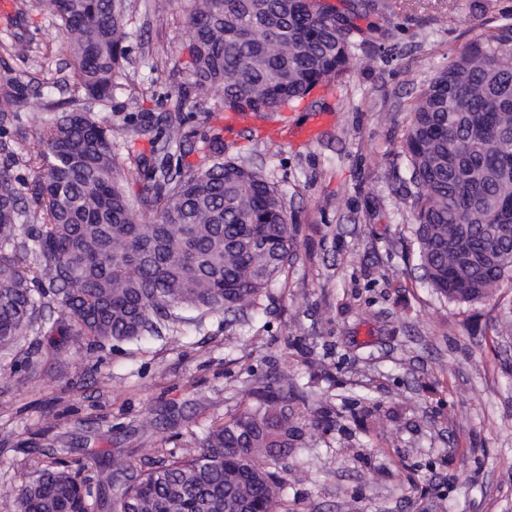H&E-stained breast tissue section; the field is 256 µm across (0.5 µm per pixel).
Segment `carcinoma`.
<instances>
[{
	"mask_svg": "<svg viewBox=\"0 0 512 512\" xmlns=\"http://www.w3.org/2000/svg\"><path fill=\"white\" fill-rule=\"evenodd\" d=\"M72 56L74 108L47 116L31 134V158L45 181L25 204L14 174L10 130L19 110L0 111V346L34 327L59 336L129 341L177 321L176 311L253 307L293 251L283 195L260 171L222 158L216 145L198 165L174 166L183 122L151 136L152 158L137 164L139 204L128 195L130 171L112 140L124 129L80 107L109 103L113 75L131 37L127 0H49ZM198 98L221 95L224 111L243 118L281 112L319 86L342 82L361 30L354 13L327 0H195L186 19ZM512 14L466 44L410 104L401 149L416 192L412 235L430 288L472 303L512 279ZM0 98L28 103L17 79L0 75ZM152 218H146V215ZM288 374L277 387L211 428L201 452L164 460L118 490L121 512H279L285 476L270 464L292 454L308 418L288 400ZM128 466L108 464L98 488ZM93 486L46 468L25 485L15 512H90Z\"/></svg>",
	"mask_w": 512,
	"mask_h": 512,
	"instance_id": "cac0c4a2",
	"label": "carcinoma"
}]
</instances>
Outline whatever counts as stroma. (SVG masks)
Returning <instances> with one entry per match:
<instances>
[{
    "instance_id": "obj_1",
    "label": "stroma",
    "mask_w": 512,
    "mask_h": 512,
    "mask_svg": "<svg viewBox=\"0 0 512 512\" xmlns=\"http://www.w3.org/2000/svg\"><path fill=\"white\" fill-rule=\"evenodd\" d=\"M10 2L0 70L67 102L56 17L35 0ZM469 4L385 0L358 21L365 43L345 85L271 118L228 128L215 95L184 108L174 162L198 164L209 140L262 171L285 194L294 255L254 308L186 310L136 342L69 336L55 356L34 334L0 349V507L50 466L92 485L116 456L136 475L196 454L211 424L286 372L294 409L324 405L331 421L309 426L289 458L285 512H512V280L473 304L422 281L400 148L413 98L482 31ZM192 5L172 0L161 12L155 0H128L133 36L100 110L126 130L119 159L148 152L139 125L192 86ZM19 36L31 45L25 60L5 51ZM318 111L332 116L325 133L291 138Z\"/></svg>"
}]
</instances>
